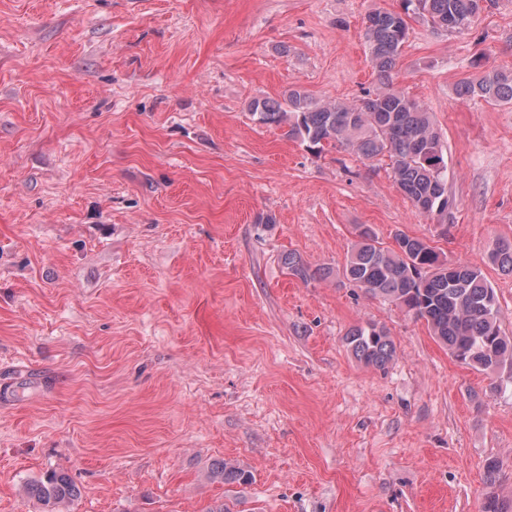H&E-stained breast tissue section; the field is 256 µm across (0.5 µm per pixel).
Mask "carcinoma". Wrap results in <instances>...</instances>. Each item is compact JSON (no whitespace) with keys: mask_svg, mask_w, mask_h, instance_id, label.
Masks as SVG:
<instances>
[{"mask_svg":"<svg viewBox=\"0 0 512 512\" xmlns=\"http://www.w3.org/2000/svg\"><path fill=\"white\" fill-rule=\"evenodd\" d=\"M491 0H402L398 11H375L366 17L365 42L379 77L378 87L364 94L371 107L360 104L320 103L299 89H291L279 102L255 98L248 110L260 125L289 127L288 134L314 152L325 147H345L365 159L389 158L394 180L412 206L421 213L438 215L448 210L447 168L444 157H423L426 148L442 147L430 113L413 98L393 87L391 72L408 40V19L423 16L433 28L448 32L466 29ZM455 94L461 99L482 98L512 104V72L492 69L459 80ZM395 247L382 245L368 227L342 268L348 283L379 296L426 322L432 336L448 348L458 362L485 373L512 370V337L500 328L497 295L483 270L454 263L436 247L404 232L394 236ZM491 261L512 275V240L498 241ZM288 273L303 281L327 279V267L311 269L296 253L284 257ZM352 355L367 366L383 369L396 355L389 331L376 323L353 326L346 336ZM496 458L484 463L488 487L500 479ZM211 477L221 483H245L250 475L224 460L213 464ZM27 493L43 512L80 497V489L61 472L49 471L27 485Z\"/></svg>","mask_w":512,"mask_h":512,"instance_id":"1","label":"carcinoma"}]
</instances>
